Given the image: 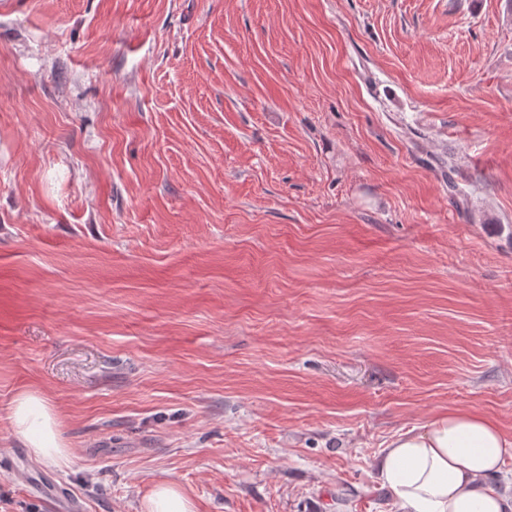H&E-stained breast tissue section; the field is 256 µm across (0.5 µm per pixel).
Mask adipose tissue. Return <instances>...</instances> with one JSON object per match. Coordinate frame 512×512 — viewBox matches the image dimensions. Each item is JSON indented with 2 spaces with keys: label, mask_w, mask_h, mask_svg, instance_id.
Listing matches in <instances>:
<instances>
[{
  "label": "adipose tissue",
  "mask_w": 512,
  "mask_h": 512,
  "mask_svg": "<svg viewBox=\"0 0 512 512\" xmlns=\"http://www.w3.org/2000/svg\"><path fill=\"white\" fill-rule=\"evenodd\" d=\"M9 419L35 456L64 457L57 414L40 393L17 395ZM510 461L512 437L494 421L452 410L394 437L376 472L401 512H512V497L489 483Z\"/></svg>",
  "instance_id": "1"
}]
</instances>
